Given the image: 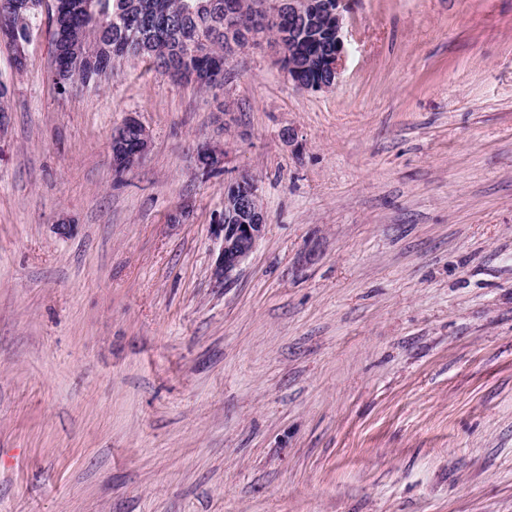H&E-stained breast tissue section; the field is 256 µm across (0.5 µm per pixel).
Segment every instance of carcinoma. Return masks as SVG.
I'll list each match as a JSON object with an SVG mask.
<instances>
[{"instance_id":"cac0c4a2","label":"carcinoma","mask_w":512,"mask_h":512,"mask_svg":"<svg viewBox=\"0 0 512 512\" xmlns=\"http://www.w3.org/2000/svg\"><path fill=\"white\" fill-rule=\"evenodd\" d=\"M66 20L72 51L79 52L81 71L92 85L112 75L130 56L148 57L160 68L224 72V0H69ZM38 10L14 18L18 39L37 25ZM200 35L208 52L194 54L181 41Z\"/></svg>"}]
</instances>
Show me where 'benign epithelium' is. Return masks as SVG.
<instances>
[{
    "label": "benign epithelium",
    "instance_id": "7a95c632",
    "mask_svg": "<svg viewBox=\"0 0 512 512\" xmlns=\"http://www.w3.org/2000/svg\"><path fill=\"white\" fill-rule=\"evenodd\" d=\"M347 0H288V40H278L281 58L288 59V78L295 86L306 90H326L334 87L343 69L347 53L344 13ZM237 24L225 31L226 44L231 48L244 47L256 40L259 32L249 20L250 14L240 8ZM322 41L326 52L313 55L304 49ZM0 44L18 47L25 53L28 42L14 41L8 21L0 20ZM315 60L318 69L330 74L328 78L306 76L309 61ZM125 124L139 130V145L132 154L120 150L112 136V170L120 175L134 170L145 158L149 136L141 123L133 117ZM198 167L202 172L218 170L226 162L221 147L202 143L197 147ZM265 229V215L260 203L258 186L253 177L241 173L224 184V211L213 225V235L219 244L213 269L214 277L224 281L250 257Z\"/></svg>",
    "mask_w": 512,
    "mask_h": 512
}]
</instances>
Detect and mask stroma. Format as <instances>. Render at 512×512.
Here are the masks:
<instances>
[{
    "label": "stroma",
    "instance_id": "35a3bbf8",
    "mask_svg": "<svg viewBox=\"0 0 512 512\" xmlns=\"http://www.w3.org/2000/svg\"><path fill=\"white\" fill-rule=\"evenodd\" d=\"M345 26L318 92L268 37L216 92L138 57L59 92L45 16L0 47V512H512V0ZM245 172L265 231L219 283ZM125 125H128L131 128H138L139 130V145L137 150V138L133 132H131L128 138L125 140L126 149L129 152H133L132 154H127L120 150L115 140L118 139V132L112 134V170L114 173L120 175L123 173L130 172L134 170L140 162L145 158L148 148H149V136L146 129L141 125V123L136 120L134 117H130L126 119ZM122 127V128H123ZM198 167L202 172L209 173L218 170L226 162V156L221 147L210 143H202L197 147Z\"/></svg>",
    "mask_w": 512,
    "mask_h": 512
}]
</instances>
